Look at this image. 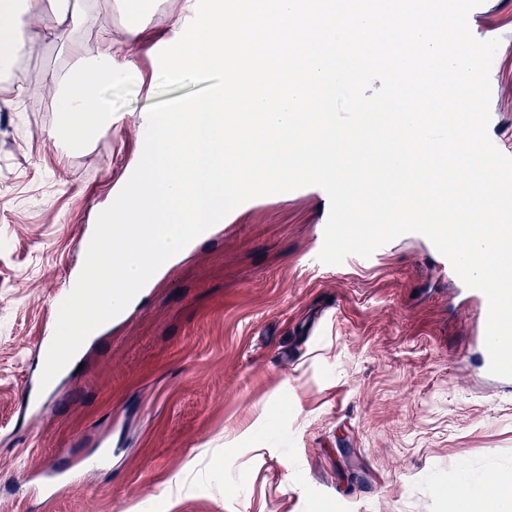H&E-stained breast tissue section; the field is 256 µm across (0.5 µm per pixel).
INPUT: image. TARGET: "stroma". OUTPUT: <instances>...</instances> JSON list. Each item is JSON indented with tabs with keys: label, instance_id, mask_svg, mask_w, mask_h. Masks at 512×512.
Masks as SVG:
<instances>
[{
	"label": "stroma",
	"instance_id": "stroma-1",
	"mask_svg": "<svg viewBox=\"0 0 512 512\" xmlns=\"http://www.w3.org/2000/svg\"><path fill=\"white\" fill-rule=\"evenodd\" d=\"M177 0L144 21L136 77L105 94L117 125L63 150L45 83L75 60L43 29L0 79V512H455L449 487L512 476V390L479 350L483 307L425 239L314 264V186L237 207L159 268L49 391L39 338L81 267L83 226L141 155ZM499 39L488 135L512 150V0L471 25ZM67 484L36 497L27 472Z\"/></svg>",
	"mask_w": 512,
	"mask_h": 512
}]
</instances>
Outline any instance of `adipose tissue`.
I'll use <instances>...</instances> for the list:
<instances>
[{"mask_svg": "<svg viewBox=\"0 0 512 512\" xmlns=\"http://www.w3.org/2000/svg\"><path fill=\"white\" fill-rule=\"evenodd\" d=\"M125 13L130 38L117 50L105 49L91 56L76 71L61 76L48 74L46 85L58 112L57 137L71 146L89 143L112 128L116 118L104 91L112 83L138 73L137 58L144 32L142 19L153 9L154 0H118ZM45 14L43 0H0V73L13 71L25 47V35ZM91 18L82 0H59L54 23L45 32L66 46L71 54L83 52L76 38Z\"/></svg>", "mask_w": 512, "mask_h": 512, "instance_id": "obj_1", "label": "adipose tissue"}]
</instances>
